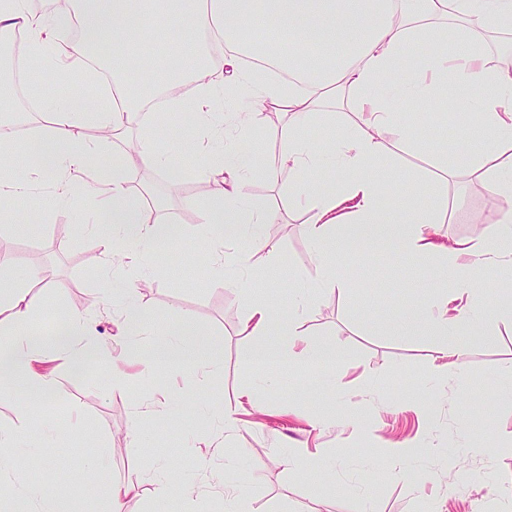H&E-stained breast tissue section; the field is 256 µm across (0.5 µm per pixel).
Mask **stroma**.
I'll list each match as a JSON object with an SVG mask.
<instances>
[{"label": "stroma", "mask_w": 512, "mask_h": 512, "mask_svg": "<svg viewBox=\"0 0 512 512\" xmlns=\"http://www.w3.org/2000/svg\"><path fill=\"white\" fill-rule=\"evenodd\" d=\"M484 95L477 88L457 95V109L448 115L455 133L450 146L431 137L438 124L431 108L394 106L412 133L390 141L383 176L405 197L447 195V210L435 214L441 243L480 239L499 223L482 180L445 176L447 156L477 147L457 115L475 111ZM165 124L160 150L187 170V178L171 185L158 169L127 175L131 184H157L167 216L182 228L181 237L160 242L147 262L148 284L137 300L148 333L138 345L149 351L155 333L176 332L188 318L202 331L212 359L199 368L136 365L124 388L116 389L106 377L108 359L88 361L76 375L63 356L49 353L53 396L33 398L29 422L45 464L29 469L23 449L0 447V494L45 484L61 499L79 497L82 512H102L107 485L136 478L141 486L126 499L124 512H178L177 500L152 494V477L173 463L186 478L196 512H224V496L234 487L245 494L244 512H512V321L499 315L512 262L486 271L489 299L480 305L478 334L464 365L438 380L432 371L440 338L425 328L404 336L394 330L403 313L437 295L429 267L399 251L389 227L373 249L317 253L302 232L306 214L288 204L296 189L292 176L283 171L273 183L254 179L251 202L280 215L278 225L265 229L283 255L265 295L309 341L335 344L343 359L328 377L316 368L298 375L284 366H252L248 358L256 339L240 330L245 301L212 279L210 246L199 235L200 206L212 182L198 132L179 119ZM51 199L42 192L45 214L29 232L0 231V254L22 268H43L47 286L39 291L36 319L41 332L62 324L77 306L89 316L93 342L121 347L112 334V310L126 280L114 275L107 288L100 279L103 248L85 232L94 222L92 210L80 203L56 206ZM328 266L351 273L356 287H320ZM245 388L253 391L255 405L240 410L238 395ZM183 391L192 392L198 407L158 419L143 406L161 393ZM228 412L234 420H225ZM73 416L83 421L76 433L67 429ZM348 417L353 425H345ZM46 421L60 427V435L43 436ZM134 425L135 441L127 435ZM205 437L213 446L201 459L190 444ZM406 440L417 441L420 454L394 468L381 466L387 444ZM301 446L312 452L308 465H285L284 457ZM450 456L477 474V481H456L447 467ZM95 458L109 468L91 480L87 466Z\"/></svg>", "instance_id": "35a3bbf8"}]
</instances>
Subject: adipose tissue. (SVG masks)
Instances as JSON below:
<instances>
[{
    "instance_id": "obj_1",
    "label": "adipose tissue",
    "mask_w": 512,
    "mask_h": 512,
    "mask_svg": "<svg viewBox=\"0 0 512 512\" xmlns=\"http://www.w3.org/2000/svg\"><path fill=\"white\" fill-rule=\"evenodd\" d=\"M447 21L457 28L451 51L443 45L441 26ZM75 22L82 36L74 40L68 32ZM502 27L512 28V0H70L68 7L47 12L32 10L28 0H0V41L18 31L28 34L31 67L64 78L95 61L111 77L102 98L75 89L51 108L48 132L25 143L34 161L29 176L14 174L16 144L0 127V220L33 221V214L18 212L17 204L31 196L36 181L50 182L55 203L78 200L94 210L104 248L103 273L140 267L158 241L181 233L179 225L162 218L145 223L140 202L125 186L129 170L167 165L156 146L165 127L151 124L121 153L106 155L102 148L106 134L140 125L146 99L166 92V111L188 119L206 141L214 189L203 211V234L219 245L209 255L210 271L218 280L229 264L245 273L229 287L247 299L241 330L259 339L252 362L267 366L341 358L334 346L304 343L294 321L280 318L254 293L251 273L271 272L282 257L265 236L278 212L250 204L248 187L257 177L276 180L285 169L301 183L292 201L308 215L304 231L316 251H325L339 225L345 229L339 244L346 249L369 248L384 227L395 226L401 249L434 262L443 286L440 301L412 311L398 328L410 333L425 326L441 337L435 374L445 378L468 354L467 338L480 319L473 299L483 290V270L512 258V71L488 66L475 40L476 29ZM161 29L180 34L165 49L178 62L168 70L161 69L156 57L130 48L131 42L150 39ZM255 30L279 34L273 68L288 74V88L245 65L256 48L243 35ZM420 42L427 46L425 57L418 66H408L406 53ZM106 43L114 45L115 53L98 60ZM186 83L195 86L189 98L178 93ZM452 84L492 89L476 116L460 117L462 124L480 129L488 150L455 153L449 171L487 183L501 203L502 225L480 240L448 246L432 240L433 213L447 208V198L395 201L379 167L388 137L406 134L393 101L428 103L447 111ZM343 100L351 104L352 124L330 143L310 142L305 128L316 122L326 103ZM271 107L287 113L288 121L277 165L261 167L239 140L255 129L259 113ZM87 127L95 128L97 137L82 136ZM39 278L38 269L22 274L12 260H0V377L22 383L26 394L47 398L53 379L41 370L46 345L76 366L103 351L84 341L88 317L77 308L51 342L30 328L40 306L31 284ZM138 290V282H131L113 314L118 335L127 341L110 357L109 376L117 385L126 366L143 358L135 344L146 327ZM280 336L287 337L289 351L278 347ZM199 345L187 322L180 337L159 335L151 358L178 364Z\"/></svg>"
}]
</instances>
